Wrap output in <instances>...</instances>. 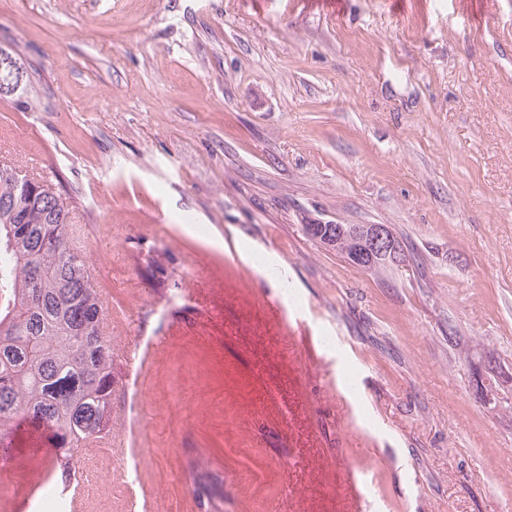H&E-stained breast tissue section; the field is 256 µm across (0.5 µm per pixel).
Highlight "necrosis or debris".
<instances>
[{
    "label": "necrosis or debris",
    "mask_w": 512,
    "mask_h": 512,
    "mask_svg": "<svg viewBox=\"0 0 512 512\" xmlns=\"http://www.w3.org/2000/svg\"><path fill=\"white\" fill-rule=\"evenodd\" d=\"M118 354L129 365L119 395L127 422L140 428L136 446L128 447L127 438L122 434L103 436L97 441L99 454L85 459L71 474L68 485L52 490L46 498L41 496L38 487L28 482L26 475L29 469L37 468L44 476H51L50 456L33 452L23 459H8L5 468L14 474L9 498L23 512H70L74 488L90 473L105 478L110 501L118 505V512H166L165 508L156 506L140 493L144 462L150 459L158 463L166 458L165 436L174 420L188 415L189 397L198 383L187 373L181 360L172 359L167 369L165 390L169 415L159 417L147 399L151 376L141 355L125 348L119 349Z\"/></svg>",
    "instance_id": "necrosis-or-debris-1"
}]
</instances>
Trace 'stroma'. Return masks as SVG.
I'll return each instance as SVG.
<instances>
[{
    "instance_id": "obj_1",
    "label": "stroma",
    "mask_w": 512,
    "mask_h": 512,
    "mask_svg": "<svg viewBox=\"0 0 512 512\" xmlns=\"http://www.w3.org/2000/svg\"><path fill=\"white\" fill-rule=\"evenodd\" d=\"M0 43L36 90L0 99V167L79 198L113 336L167 340L155 395L177 353L209 381L149 498L200 512L199 460L224 512H512V408L473 381L512 374V0H0ZM311 225L312 224L304 225L305 233L309 238H311L312 240H316L320 244L336 249V252L340 253L343 256V258H345L347 261L364 269L375 272L379 270L393 269L395 267H398L395 264L396 262L404 263L406 261V255L403 245L401 241L398 239V237L394 235L391 228H389L390 232L393 236L394 241L397 242L399 251L394 255V257L389 259V262L387 264H381L378 266H368L369 260H364V262L359 263V261L353 257L354 251H356L357 248L361 224H334L333 227L331 228L328 227L330 224H325V227L321 228L319 232L315 231L314 229H311ZM365 225L366 226L364 230L366 231V234L364 240L367 242V251L370 254L378 253L379 255H382L384 253H387L388 255L389 253H393V251L397 250L396 244L394 243L391 235L389 234L388 227L386 225ZM336 226L341 227L339 234H336ZM193 494L204 512L224 511V480L211 473L207 467L195 473Z\"/></svg>"
}]
</instances>
